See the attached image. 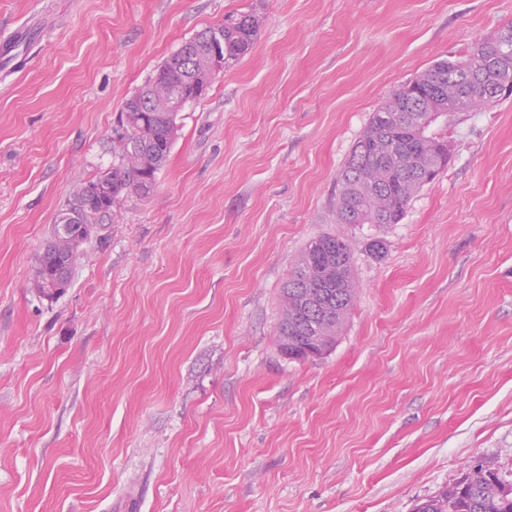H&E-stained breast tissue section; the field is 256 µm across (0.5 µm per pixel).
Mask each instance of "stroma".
I'll use <instances>...</instances> for the list:
<instances>
[{
  "label": "stroma",
  "instance_id": "stroma-1",
  "mask_svg": "<svg viewBox=\"0 0 512 512\" xmlns=\"http://www.w3.org/2000/svg\"><path fill=\"white\" fill-rule=\"evenodd\" d=\"M237 10L264 23L153 194L40 297L125 100ZM511 22L512 0H0V32H30L0 69V512H412L512 467V97L439 126L448 167L400 223L334 206L383 101ZM337 233L358 294L327 354L290 360L281 289Z\"/></svg>",
  "mask_w": 512,
  "mask_h": 512
}]
</instances>
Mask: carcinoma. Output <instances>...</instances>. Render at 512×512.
Instances as JSON below:
<instances>
[{"label":"carcinoma","instance_id":"1","mask_svg":"<svg viewBox=\"0 0 512 512\" xmlns=\"http://www.w3.org/2000/svg\"><path fill=\"white\" fill-rule=\"evenodd\" d=\"M262 24L263 17L253 12L225 15L224 24L198 31L146 81L155 87L153 99L141 104L136 93L125 101L118 123L126 134L112 139V167L83 183L63 209L76 223L45 243L32 284L37 294L46 296L44 281L52 274L72 281L82 244L123 200L147 197L144 185L156 182L178 133L179 113L166 111L163 103L174 96L184 108L205 95L180 73L183 62L207 68L208 36L217 31L228 67L251 50ZM506 76H512V39L488 35L476 40L464 59L435 62L412 80L413 89L401 88L388 98L337 175L336 223H399L411 199L448 166L447 142L419 124L422 112L437 106L450 115L476 112L501 101L492 91ZM102 183L110 186L111 195L90 199L89 188ZM352 260V244L342 234L316 238L298 256L281 291L278 343L288 358L302 359L297 351L311 345L313 336L336 342L358 291ZM415 512H512V468L481 463L421 500Z\"/></svg>","mask_w":512,"mask_h":512}]
</instances>
